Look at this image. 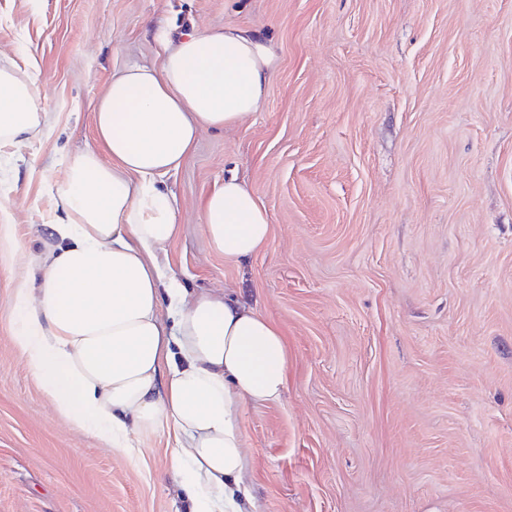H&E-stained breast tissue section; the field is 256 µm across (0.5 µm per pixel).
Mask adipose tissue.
Instances as JSON below:
<instances>
[{
    "mask_svg": "<svg viewBox=\"0 0 512 512\" xmlns=\"http://www.w3.org/2000/svg\"><path fill=\"white\" fill-rule=\"evenodd\" d=\"M275 69L262 33L237 26L192 29L160 66H126L96 106L93 144L64 160L40 276L13 297V341L58 414L121 451L136 435L173 436L190 512H248L238 414L246 401L280 399L288 352L278 327L232 294L190 299L168 273L160 252L178 211L157 179L185 164L201 130L259 111ZM34 80L0 67V150L48 129ZM201 221L211 248L235 262L271 235L259 195L234 177L207 194ZM166 298L181 305L171 331Z\"/></svg>",
    "mask_w": 512,
    "mask_h": 512,
    "instance_id": "adipose-tissue-1",
    "label": "adipose tissue"
}]
</instances>
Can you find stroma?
<instances>
[{
  "instance_id": "35a3bbf8",
  "label": "stroma",
  "mask_w": 512,
  "mask_h": 512,
  "mask_svg": "<svg viewBox=\"0 0 512 512\" xmlns=\"http://www.w3.org/2000/svg\"><path fill=\"white\" fill-rule=\"evenodd\" d=\"M261 31V111L163 177L169 270L235 293L288 350L245 403L254 512H512V0H0V65L34 68L49 131L0 153V512H188L166 437L111 451L58 416L12 341L61 157L113 73L165 34ZM235 174L266 206L243 263L200 205Z\"/></svg>"
}]
</instances>
